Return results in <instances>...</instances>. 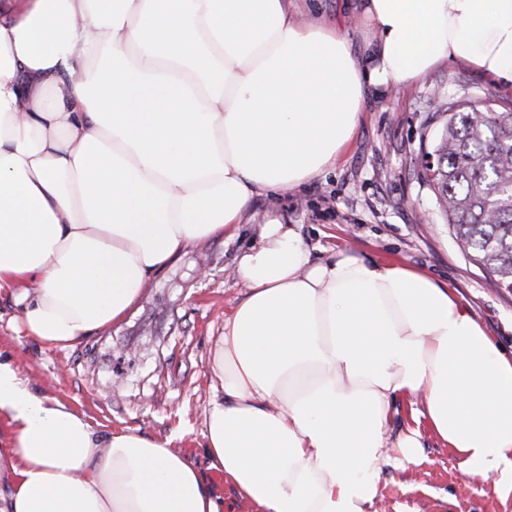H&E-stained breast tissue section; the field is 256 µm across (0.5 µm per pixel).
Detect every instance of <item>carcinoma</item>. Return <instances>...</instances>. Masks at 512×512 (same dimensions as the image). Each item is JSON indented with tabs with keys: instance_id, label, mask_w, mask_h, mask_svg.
Segmentation results:
<instances>
[{
	"instance_id": "obj_1",
	"label": "carcinoma",
	"mask_w": 512,
	"mask_h": 512,
	"mask_svg": "<svg viewBox=\"0 0 512 512\" xmlns=\"http://www.w3.org/2000/svg\"><path fill=\"white\" fill-rule=\"evenodd\" d=\"M444 118L426 154L436 205L467 257L497 282L512 283V107L489 114L478 101H436Z\"/></svg>"
}]
</instances>
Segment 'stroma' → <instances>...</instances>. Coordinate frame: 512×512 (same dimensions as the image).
I'll return each mask as SVG.
<instances>
[{
    "label": "stroma",
    "instance_id": "stroma-1",
    "mask_svg": "<svg viewBox=\"0 0 512 512\" xmlns=\"http://www.w3.org/2000/svg\"><path fill=\"white\" fill-rule=\"evenodd\" d=\"M297 16L334 19L340 33L359 36L345 0H298ZM437 93L512 104L511 94L461 61L388 96L369 95L334 167L297 191L255 195L233 230L177 253L121 320L81 344H42L28 335L13 302L0 301V362L17 366L34 395L62 401L98 432L129 428L170 440L223 498L224 512H252L209 469L203 431L214 346L246 293L236 260L259 243L269 219L295 225L316 261L348 249L426 270L456 288L496 342L512 347V292L465 255L423 183L421 138L436 132L427 119ZM420 432L422 463L384 469L377 512H512V501L501 503L491 481L467 474L428 424Z\"/></svg>",
    "mask_w": 512,
    "mask_h": 512
}]
</instances>
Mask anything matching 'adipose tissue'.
Instances as JSON below:
<instances>
[{
  "label": "adipose tissue",
  "mask_w": 512,
  "mask_h": 512,
  "mask_svg": "<svg viewBox=\"0 0 512 512\" xmlns=\"http://www.w3.org/2000/svg\"><path fill=\"white\" fill-rule=\"evenodd\" d=\"M294 0H0V295L69 346L120 319L187 244L252 197L333 167L366 96L462 60L512 89V0H361L368 46ZM236 275L205 413L211 469L254 512H375L428 423L512 499V352L455 289L348 250L312 261L264 224ZM410 397L412 428L390 433ZM0 512H224L194 462L99 434L0 362Z\"/></svg>",
  "instance_id": "obj_1"
}]
</instances>
